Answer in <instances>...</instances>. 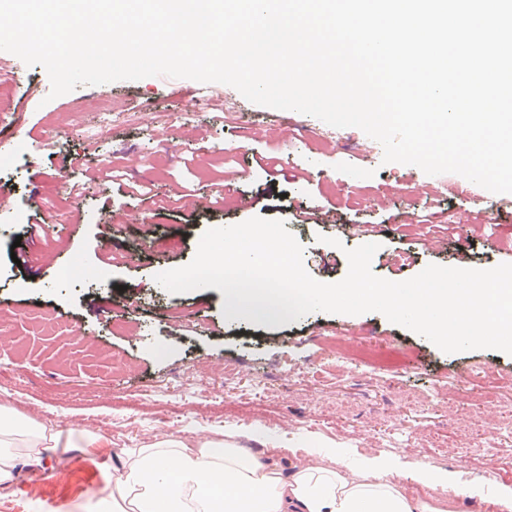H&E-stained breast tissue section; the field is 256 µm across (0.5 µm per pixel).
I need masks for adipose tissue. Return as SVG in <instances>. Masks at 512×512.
I'll list each match as a JSON object with an SVG mask.
<instances>
[{
	"instance_id": "ef3b65f1",
	"label": "adipose tissue",
	"mask_w": 512,
	"mask_h": 512,
	"mask_svg": "<svg viewBox=\"0 0 512 512\" xmlns=\"http://www.w3.org/2000/svg\"><path fill=\"white\" fill-rule=\"evenodd\" d=\"M46 436L40 423L0 404V486L11 484L17 453L9 441ZM112 487L98 493L103 512H445L436 502L408 497L401 467L349 477L342 466L309 459L285 465L270 449L247 452L234 441L171 436L129 449Z\"/></svg>"
}]
</instances>
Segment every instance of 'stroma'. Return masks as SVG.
<instances>
[{"label":"stroma","instance_id":"stroma-1","mask_svg":"<svg viewBox=\"0 0 512 512\" xmlns=\"http://www.w3.org/2000/svg\"><path fill=\"white\" fill-rule=\"evenodd\" d=\"M50 89L43 66L0 53V142L11 145L0 192L13 201L0 209V404L73 445L44 453L41 472L20 463L0 512L36 494L65 512H100L86 481L113 484L124 449L172 435H229L250 450L263 440L291 461L344 460L352 474L393 463L410 497L463 485L457 512H507L512 440L490 427L512 423V355L446 354L378 312L229 321L218 289L173 294L155 276L188 264L208 228L254 217L283 220L322 282L342 280L346 250L365 243L378 246L373 272L391 281L454 266L458 248L467 267L488 269L512 263V194L447 191L443 176L384 162L358 128L258 106L225 84L157 76L53 100ZM69 152L128 178L84 184L62 167ZM131 179L152 183L154 201L130 195ZM34 191L44 217L69 218L36 240L33 277L10 243L26 230ZM331 338L353 354L334 375ZM228 365L239 373L232 388ZM474 367L484 376L465 400L460 384Z\"/></svg>","mask_w":512,"mask_h":512}]
</instances>
